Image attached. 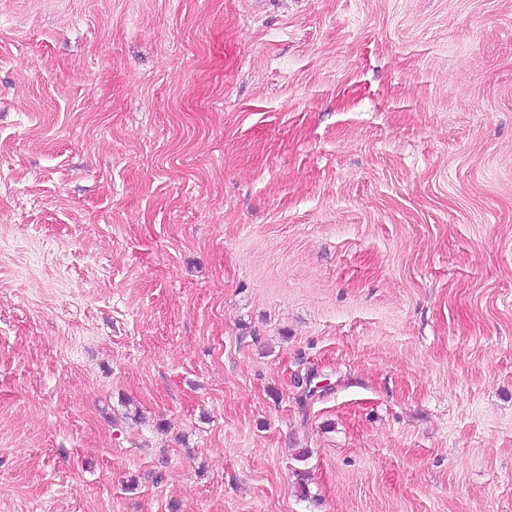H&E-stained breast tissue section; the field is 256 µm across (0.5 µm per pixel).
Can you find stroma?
I'll use <instances>...</instances> for the list:
<instances>
[{
    "label": "stroma",
    "mask_w": 512,
    "mask_h": 512,
    "mask_svg": "<svg viewBox=\"0 0 512 512\" xmlns=\"http://www.w3.org/2000/svg\"><path fill=\"white\" fill-rule=\"evenodd\" d=\"M0 512H512V0H0Z\"/></svg>",
    "instance_id": "35a3bbf8"
}]
</instances>
